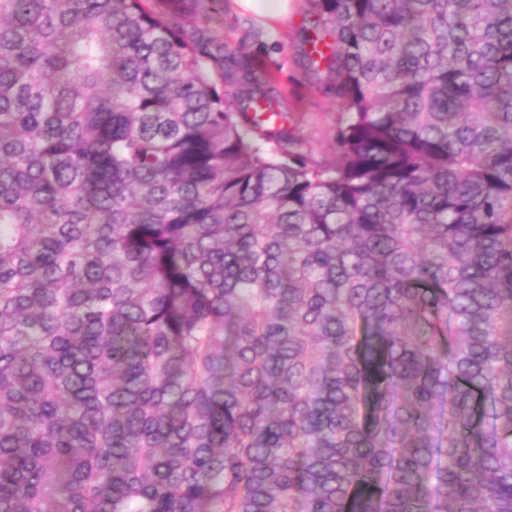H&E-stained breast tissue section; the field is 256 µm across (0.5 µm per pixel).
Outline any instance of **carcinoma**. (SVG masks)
<instances>
[{"label":"carcinoma","instance_id":"1","mask_svg":"<svg viewBox=\"0 0 512 512\" xmlns=\"http://www.w3.org/2000/svg\"><path fill=\"white\" fill-rule=\"evenodd\" d=\"M145 2L0 0V512H512V0H309L332 161Z\"/></svg>","mask_w":512,"mask_h":512}]
</instances>
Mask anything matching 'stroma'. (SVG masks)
<instances>
[{"mask_svg":"<svg viewBox=\"0 0 512 512\" xmlns=\"http://www.w3.org/2000/svg\"><path fill=\"white\" fill-rule=\"evenodd\" d=\"M220 16L233 53L254 56L272 74L291 124L310 141L317 156L332 158L337 114L322 78L301 65L307 41L316 34L308 0H291L282 21L261 22L235 0H223Z\"/></svg>","mask_w":512,"mask_h":512,"instance_id":"stroma-1","label":"stroma"}]
</instances>
